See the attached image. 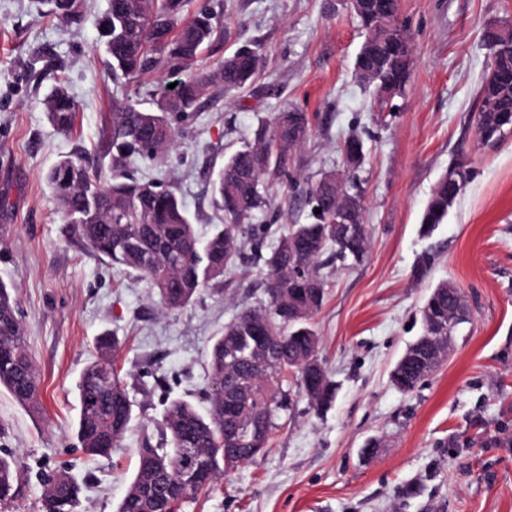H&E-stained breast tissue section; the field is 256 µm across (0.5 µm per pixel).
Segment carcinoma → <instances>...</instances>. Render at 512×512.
Returning a JSON list of instances; mask_svg holds the SVG:
<instances>
[{"label":"carcinoma","mask_w":512,"mask_h":512,"mask_svg":"<svg viewBox=\"0 0 512 512\" xmlns=\"http://www.w3.org/2000/svg\"><path fill=\"white\" fill-rule=\"evenodd\" d=\"M47 14L71 24L82 16L83 0H37ZM187 0H109L99 27L112 78H136L155 70L161 62L187 75L176 93L161 101L155 111L135 105H114L111 124L102 130L99 159L76 149L45 173L53 204L70 224L83 229L90 249L101 259L120 266L145 280L165 312L178 311L199 292L224 281V275L246 255L238 241L241 224L266 206L265 178L295 183L290 172L291 152L301 147L309 132L304 112L280 113L270 125L261 124L254 139L224 160L213 183V204L224 215V225L206 240L199 239L194 224L176 194L152 182L140 181L127 172L128 162L139 159L163 164L175 148L176 122L194 111L209 90L219 85L226 93L243 88L253 78L259 63L255 50L243 46L224 57L210 72L192 70L202 49L217 33L214 7L204 4L183 16ZM354 13L365 30L354 71L379 95L405 89L410 76L413 45L401 20L400 0H362ZM493 62L483 83L492 91L480 95L475 118L477 136L492 133L490 144L500 141L503 116L512 115V41L491 46ZM511 77L495 82L496 72ZM44 111L59 131L71 129L78 101L63 85L44 99ZM347 163L359 167L364 160L363 140L351 135L343 142ZM265 159L256 168L253 158ZM470 170L463 160L449 164L437 181L420 220L424 233L444 223L461 195ZM323 177L305 192L311 222L292 224L264 258L267 302L243 311L224 327L208 355L209 409L201 414L190 402H169L163 417L165 442L155 446L144 440L137 448L138 466L116 512H174L182 504L210 493L224 476V451L252 447L253 425L265 423L272 432L279 411L288 409V392L274 383L296 366L299 391L320 412L336 397V384L327 374L307 387L298 358L318 356L319 339L311 319L322 307L327 277L322 256L343 266L360 265L368 254L370 237L364 229L363 205L354 187L338 189ZM353 206L358 228L353 236L336 235V212ZM321 213H316V209ZM305 246L302 273L288 267V237ZM432 289L421 309L423 331L408 349L427 347L433 331L427 314L436 300ZM307 313L296 320L299 310ZM115 343L102 337L98 355L82 371L76 391L79 416L75 435L90 456H104L120 445L133 418V403L120 377L107 379L104 371ZM21 406L40 409V380L28 353L17 300L0 282V388ZM185 448H198L206 468L188 483L178 468ZM20 479L16 461L0 456V502L15 496ZM82 486L64 469L42 479L45 512H76Z\"/></svg>","instance_id":"cac0c4a2"}]
</instances>
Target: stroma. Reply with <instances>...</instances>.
Returning <instances> with one entry per match:
<instances>
[{
  "label": "stroma",
  "mask_w": 512,
  "mask_h": 512,
  "mask_svg": "<svg viewBox=\"0 0 512 512\" xmlns=\"http://www.w3.org/2000/svg\"><path fill=\"white\" fill-rule=\"evenodd\" d=\"M108 2L84 0L81 22L70 25L39 14L34 0H0V280L14 290L43 390L33 413L0 389V455L21 472L16 498L0 502V512H43L39 475L63 463L85 485L76 512H116L136 450L143 438L157 440L167 403L181 398L206 410L216 336L267 299L257 264L161 313L146 282L102 262L51 203L44 173L76 148L95 153L114 101L154 111L180 79L161 66L109 78L98 33ZM212 2L221 33L198 70L246 44L258 72L239 91L214 88L179 123L171 161L139 167V177L174 191L208 236L221 221L211 186L225 156L259 123L296 108L310 121L291 160L301 181L345 173V138L363 139L356 179L371 249L362 266H328L327 296L312 319L337 386L332 406L315 412L295 377L282 378L290 405L266 452L227 469L212 493L180 512H512V131L487 147L474 128L492 63L484 32L512 22V0H401L413 64L404 93L388 101L355 77L364 32L348 0ZM59 84L80 103L66 134L43 108ZM458 155L470 178L445 223L422 235L421 213ZM266 186L268 208L256 221L270 227L267 252L308 210L289 184L270 177ZM444 281L464 291L471 321L422 384L401 392L391 369L422 330L430 289ZM102 336L116 341L133 420L119 448L90 457L74 435L75 384ZM370 442L377 448L364 454Z\"/></svg>",
  "instance_id": "stroma-1"
}]
</instances>
